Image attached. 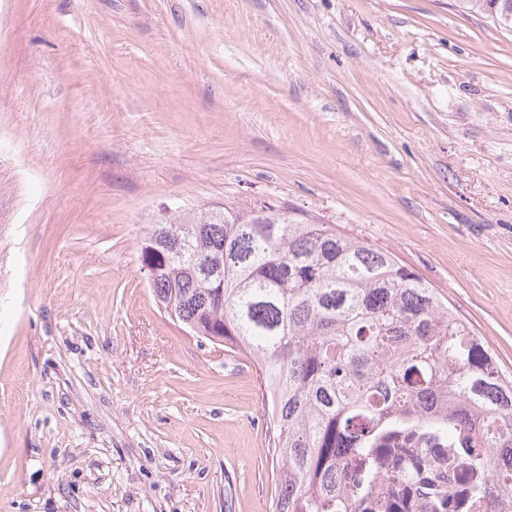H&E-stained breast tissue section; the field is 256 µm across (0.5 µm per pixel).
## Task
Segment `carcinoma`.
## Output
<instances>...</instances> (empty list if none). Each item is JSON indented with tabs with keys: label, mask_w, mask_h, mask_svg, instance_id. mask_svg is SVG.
I'll list each match as a JSON object with an SVG mask.
<instances>
[{
	"label": "carcinoma",
	"mask_w": 512,
	"mask_h": 512,
	"mask_svg": "<svg viewBox=\"0 0 512 512\" xmlns=\"http://www.w3.org/2000/svg\"><path fill=\"white\" fill-rule=\"evenodd\" d=\"M156 303L258 365L278 461L274 512H359L336 482L376 437L425 427L489 469L512 512V375L390 252L263 202L165 214L140 248Z\"/></svg>",
	"instance_id": "obj_1"
}]
</instances>
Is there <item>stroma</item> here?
<instances>
[{
  "mask_svg": "<svg viewBox=\"0 0 512 512\" xmlns=\"http://www.w3.org/2000/svg\"><path fill=\"white\" fill-rule=\"evenodd\" d=\"M266 201L391 252L512 372V26L463 0H0V512H273L249 356L139 259Z\"/></svg>",
  "mask_w": 512,
  "mask_h": 512,
  "instance_id": "obj_1",
  "label": "stroma"
}]
</instances>
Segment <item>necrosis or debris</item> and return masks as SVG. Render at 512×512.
<instances>
[{"mask_svg":"<svg viewBox=\"0 0 512 512\" xmlns=\"http://www.w3.org/2000/svg\"><path fill=\"white\" fill-rule=\"evenodd\" d=\"M417 448L432 462L431 471L417 470L411 459H396L385 449L375 450L368 512H492L487 502L472 500L473 486L487 485V470L469 467L441 438L424 436ZM437 495L445 502L440 511L432 506Z\"/></svg>","mask_w":512,"mask_h":512,"instance_id":"1","label":"necrosis or debris"}]
</instances>
